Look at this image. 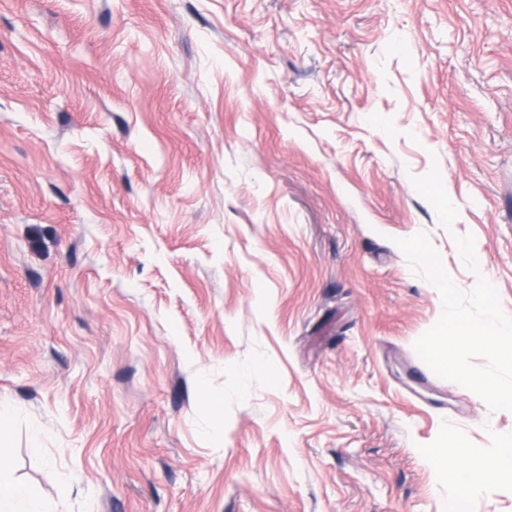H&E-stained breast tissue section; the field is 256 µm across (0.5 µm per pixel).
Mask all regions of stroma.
Returning a JSON list of instances; mask_svg holds the SVG:
<instances>
[{
  "instance_id": "stroma-1",
  "label": "stroma",
  "mask_w": 512,
  "mask_h": 512,
  "mask_svg": "<svg viewBox=\"0 0 512 512\" xmlns=\"http://www.w3.org/2000/svg\"><path fill=\"white\" fill-rule=\"evenodd\" d=\"M421 231L512 316V0H0V457L52 512H454L428 448L512 413L416 355Z\"/></svg>"
}]
</instances>
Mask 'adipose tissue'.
<instances>
[{
	"label": "adipose tissue",
	"mask_w": 512,
	"mask_h": 512,
	"mask_svg": "<svg viewBox=\"0 0 512 512\" xmlns=\"http://www.w3.org/2000/svg\"><path fill=\"white\" fill-rule=\"evenodd\" d=\"M429 457L439 476L460 489L467 490L484 482L512 480V439L497 440L494 448L475 453L461 439L441 440L431 448ZM0 512H50L28 486L15 480L0 462Z\"/></svg>",
	"instance_id": "adipose-tissue-1"
}]
</instances>
